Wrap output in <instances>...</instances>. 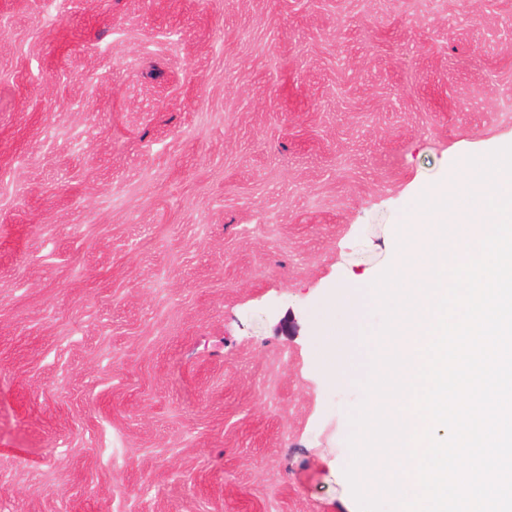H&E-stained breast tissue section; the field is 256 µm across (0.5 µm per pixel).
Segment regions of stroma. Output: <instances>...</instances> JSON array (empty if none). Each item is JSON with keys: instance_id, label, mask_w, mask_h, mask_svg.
I'll use <instances>...</instances> for the list:
<instances>
[{"instance_id": "1", "label": "stroma", "mask_w": 512, "mask_h": 512, "mask_svg": "<svg viewBox=\"0 0 512 512\" xmlns=\"http://www.w3.org/2000/svg\"><path fill=\"white\" fill-rule=\"evenodd\" d=\"M510 99L512 0H0V512H358L315 314Z\"/></svg>"}]
</instances>
